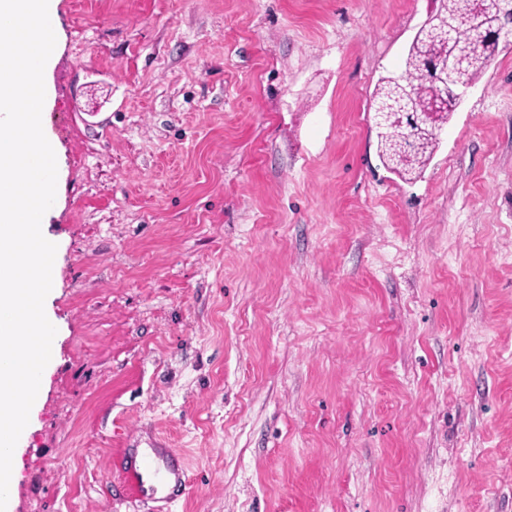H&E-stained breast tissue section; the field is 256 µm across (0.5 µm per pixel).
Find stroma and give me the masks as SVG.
I'll use <instances>...</instances> for the list:
<instances>
[{"label":"stroma","mask_w":512,"mask_h":512,"mask_svg":"<svg viewBox=\"0 0 512 512\" xmlns=\"http://www.w3.org/2000/svg\"><path fill=\"white\" fill-rule=\"evenodd\" d=\"M432 0H59L54 361L13 512H512V47L407 183ZM171 448L188 488L128 497Z\"/></svg>","instance_id":"stroma-1"}]
</instances>
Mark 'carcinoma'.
I'll return each instance as SVG.
<instances>
[{
	"instance_id": "1",
	"label": "carcinoma",
	"mask_w": 512,
	"mask_h": 512,
	"mask_svg": "<svg viewBox=\"0 0 512 512\" xmlns=\"http://www.w3.org/2000/svg\"><path fill=\"white\" fill-rule=\"evenodd\" d=\"M499 16L488 0H439L430 25L411 43L403 61L404 85L412 92L414 105L420 110L429 108L431 101L440 100L437 115L429 117L414 132L412 144L390 155L379 150L383 165L401 180L411 182L418 178L431 161L438 142L435 132L448 119V109L456 108L455 89L445 88L422 66V59L430 54L463 52L458 63V83L472 85L500 50V41L493 38L489 26L497 23ZM400 85L381 79L372 93L376 112L389 113L379 129L378 145L398 146L405 140L406 131L400 122V111L392 105L395 91Z\"/></svg>"
}]
</instances>
